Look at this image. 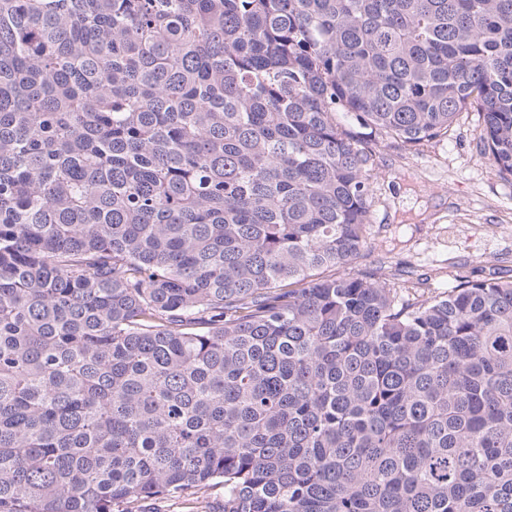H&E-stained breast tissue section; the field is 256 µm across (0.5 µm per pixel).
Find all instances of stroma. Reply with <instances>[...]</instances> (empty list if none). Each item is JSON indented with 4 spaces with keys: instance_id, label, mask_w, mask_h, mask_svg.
I'll list each match as a JSON object with an SVG mask.
<instances>
[{
    "instance_id": "obj_1",
    "label": "stroma",
    "mask_w": 512,
    "mask_h": 512,
    "mask_svg": "<svg viewBox=\"0 0 512 512\" xmlns=\"http://www.w3.org/2000/svg\"><path fill=\"white\" fill-rule=\"evenodd\" d=\"M481 120L461 113L448 137L374 157L367 246L353 269L383 267L390 287L438 294L456 278L512 282V177L481 152Z\"/></svg>"
}]
</instances>
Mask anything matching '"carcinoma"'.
I'll use <instances>...</instances> for the list:
<instances>
[{
  "label": "carcinoma",
  "instance_id": "carcinoma-1",
  "mask_svg": "<svg viewBox=\"0 0 512 512\" xmlns=\"http://www.w3.org/2000/svg\"><path fill=\"white\" fill-rule=\"evenodd\" d=\"M468 109L512 0H0V512H512V282L350 269ZM141 511L152 512H223L224 511V489L216 487L209 491L205 503L202 506L184 500L148 501L141 502Z\"/></svg>",
  "mask_w": 512,
  "mask_h": 512
}]
</instances>
